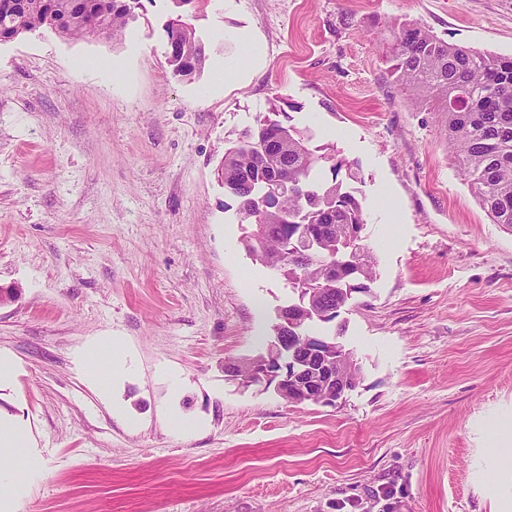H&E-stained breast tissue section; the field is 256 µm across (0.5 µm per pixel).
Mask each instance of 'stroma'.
I'll list each match as a JSON object with an SVG mask.
<instances>
[{
  "instance_id": "obj_1",
  "label": "stroma",
  "mask_w": 512,
  "mask_h": 512,
  "mask_svg": "<svg viewBox=\"0 0 512 512\" xmlns=\"http://www.w3.org/2000/svg\"><path fill=\"white\" fill-rule=\"evenodd\" d=\"M173 10L149 0L115 39L0 42V355L18 367L0 417L26 425L34 463L23 487L0 478V512H512L491 435L512 430V227L378 44L413 20L509 56L512 0H197L208 58L188 78L166 63ZM242 31L265 56L218 82ZM278 94L357 172L344 185L376 260L336 318L361 379L333 407L224 375L292 297L246 251L217 173ZM112 336L124 418L80 356ZM165 366L185 378L179 398ZM174 407L204 428L175 432Z\"/></svg>"
}]
</instances>
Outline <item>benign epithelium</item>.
<instances>
[{"instance_id":"1","label":"benign epithelium","mask_w":512,"mask_h":512,"mask_svg":"<svg viewBox=\"0 0 512 512\" xmlns=\"http://www.w3.org/2000/svg\"><path fill=\"white\" fill-rule=\"evenodd\" d=\"M303 315L283 308L273 334L264 349L255 355L229 360L224 373L233 381L242 380V371L249 372L248 384L277 394L289 401L334 407L358 383L355 362L350 352L338 343L314 340L305 355L288 358V330L296 327Z\"/></svg>"}]
</instances>
